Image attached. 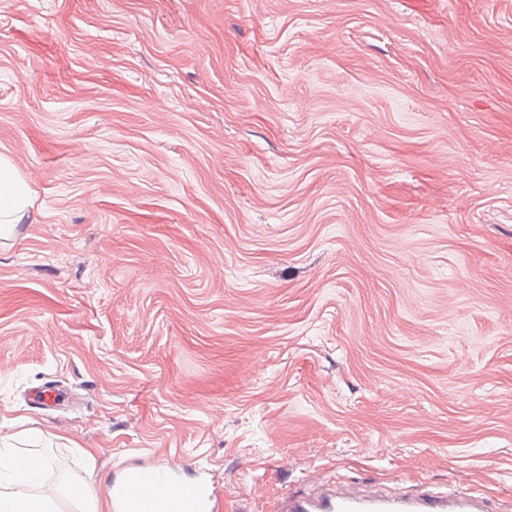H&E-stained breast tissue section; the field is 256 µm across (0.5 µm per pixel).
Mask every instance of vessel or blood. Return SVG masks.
Masks as SVG:
<instances>
[{"mask_svg": "<svg viewBox=\"0 0 512 512\" xmlns=\"http://www.w3.org/2000/svg\"><path fill=\"white\" fill-rule=\"evenodd\" d=\"M218 497L204 480L179 481L163 462L149 470L127 471L112 487L114 512H215ZM286 512H490L485 496L448 489L412 495L397 488L359 495L327 490L292 497Z\"/></svg>", "mask_w": 512, "mask_h": 512, "instance_id": "obj_1", "label": "vessel or blood"}]
</instances>
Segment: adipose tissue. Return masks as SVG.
<instances>
[{
    "label": "adipose tissue",
    "mask_w": 512,
    "mask_h": 512,
    "mask_svg": "<svg viewBox=\"0 0 512 512\" xmlns=\"http://www.w3.org/2000/svg\"><path fill=\"white\" fill-rule=\"evenodd\" d=\"M37 191L10 159L0 156V240L11 238L16 227L32 212ZM45 466L42 457L16 456L10 461V475L0 481V512H57V494L45 488L30 492L31 483Z\"/></svg>",
    "instance_id": "1"
}]
</instances>
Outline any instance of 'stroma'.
I'll return each mask as SVG.
<instances>
[{"instance_id":"35a3bbf8","label":"stroma","mask_w":512,"mask_h":512,"mask_svg":"<svg viewBox=\"0 0 512 512\" xmlns=\"http://www.w3.org/2000/svg\"><path fill=\"white\" fill-rule=\"evenodd\" d=\"M0 154V443L45 484L512 512V0H0ZM37 191L10 159L0 156V240L16 234L17 224L32 213ZM287 498L288 508L274 512H491L482 494L454 488L420 495L394 487L372 495L335 489Z\"/></svg>"}]
</instances>
